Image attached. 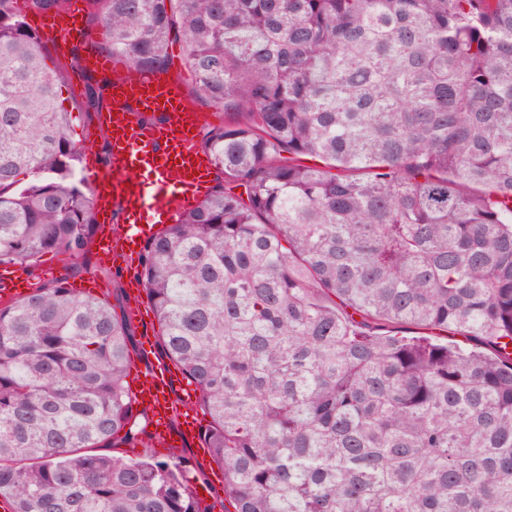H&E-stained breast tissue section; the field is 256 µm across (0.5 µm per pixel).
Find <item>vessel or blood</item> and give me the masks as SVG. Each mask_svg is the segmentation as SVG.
I'll return each instance as SVG.
<instances>
[{
  "instance_id": "obj_1",
  "label": "vessel or blood",
  "mask_w": 512,
  "mask_h": 512,
  "mask_svg": "<svg viewBox=\"0 0 512 512\" xmlns=\"http://www.w3.org/2000/svg\"><path fill=\"white\" fill-rule=\"evenodd\" d=\"M133 112H159L164 121L137 126L129 120ZM203 120L175 83L150 73L115 79L112 105L100 122L112 135L111 171L105 174L97 164L87 163L91 183L110 182L111 199L131 214L161 209L175 217L194 208L210 183L211 160L195 146ZM145 173L151 175V182L142 181ZM156 231V225L132 223L120 236H99L96 249L101 254L120 251L125 262L131 263ZM131 393L134 409H146L150 415V439L171 448L199 441L204 427L201 419L173 422L179 399H191L195 391L184 385L182 375L166 359L144 365Z\"/></svg>"
}]
</instances>
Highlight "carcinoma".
<instances>
[{
  "mask_svg": "<svg viewBox=\"0 0 512 512\" xmlns=\"http://www.w3.org/2000/svg\"><path fill=\"white\" fill-rule=\"evenodd\" d=\"M93 5L102 49L153 72L179 46L225 112L199 142L215 186L136 272L224 512H512V0ZM46 60L0 0L1 267L82 260L95 232ZM131 333L65 277L0 304L7 512H201L132 412ZM118 441L142 454L98 453Z\"/></svg>",
  "mask_w": 512,
  "mask_h": 512,
  "instance_id": "cac0c4a2",
  "label": "carcinoma"
}]
</instances>
